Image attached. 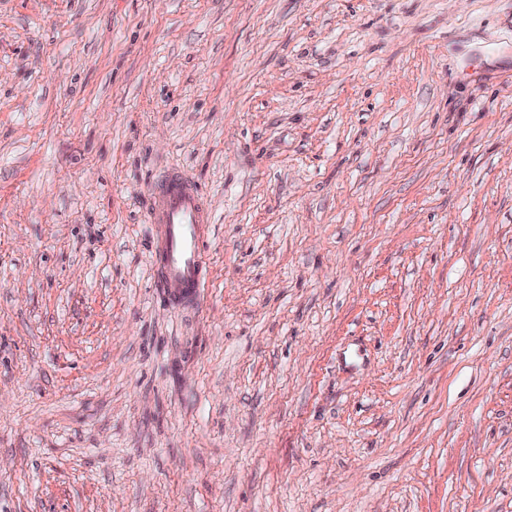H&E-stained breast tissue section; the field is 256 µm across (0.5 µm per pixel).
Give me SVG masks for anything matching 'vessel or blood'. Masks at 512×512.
Segmentation results:
<instances>
[{"instance_id":"vessel-or-blood-1","label":"vessel or blood","mask_w":512,"mask_h":512,"mask_svg":"<svg viewBox=\"0 0 512 512\" xmlns=\"http://www.w3.org/2000/svg\"><path fill=\"white\" fill-rule=\"evenodd\" d=\"M151 280L163 299L200 304L210 279L207 242L212 216L200 186L176 166L148 186Z\"/></svg>"}]
</instances>
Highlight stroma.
<instances>
[{"instance_id":"obj_1","label":"stroma","mask_w":512,"mask_h":512,"mask_svg":"<svg viewBox=\"0 0 512 512\" xmlns=\"http://www.w3.org/2000/svg\"><path fill=\"white\" fill-rule=\"evenodd\" d=\"M0 512H512V0H0ZM150 229L151 280L175 305H199L210 279L207 242L212 216L205 194L172 166L148 186L145 216Z\"/></svg>"}]
</instances>
